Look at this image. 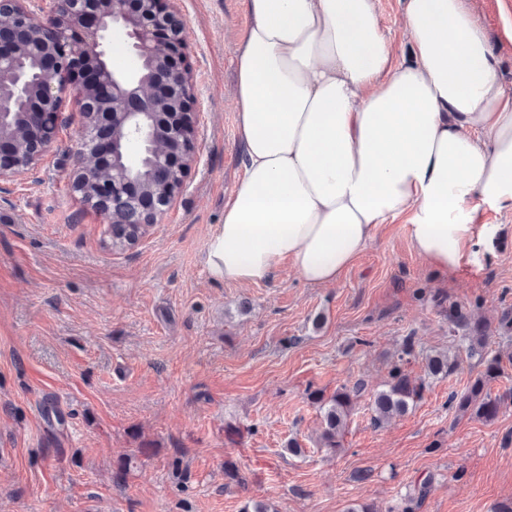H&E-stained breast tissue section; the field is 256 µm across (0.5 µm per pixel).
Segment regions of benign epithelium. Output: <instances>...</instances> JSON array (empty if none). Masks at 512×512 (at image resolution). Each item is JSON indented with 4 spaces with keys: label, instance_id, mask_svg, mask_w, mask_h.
Wrapping results in <instances>:
<instances>
[{
    "label": "benign epithelium",
    "instance_id": "obj_1",
    "mask_svg": "<svg viewBox=\"0 0 512 512\" xmlns=\"http://www.w3.org/2000/svg\"><path fill=\"white\" fill-rule=\"evenodd\" d=\"M0 13L9 25L0 27V78L13 81V95L0 97V129L9 125L21 105L26 113V158L0 138V178L32 171L45 148L64 123L61 80L79 78L84 93L85 126L79 134L75 159L94 147L101 156L95 172L76 167L71 183L76 191L87 183L98 186L89 205L102 209L108 193H132L136 179L113 168L112 126H123L130 162H149L171 194L181 188L192 161L193 144L188 121L191 86L182 67L185 27L162 0H55L54 11L38 17L29 0H0ZM119 38L126 58L110 61V37ZM47 49L49 65L35 76L20 64L21 42ZM176 107L161 112L163 103Z\"/></svg>",
    "mask_w": 512,
    "mask_h": 512
}]
</instances>
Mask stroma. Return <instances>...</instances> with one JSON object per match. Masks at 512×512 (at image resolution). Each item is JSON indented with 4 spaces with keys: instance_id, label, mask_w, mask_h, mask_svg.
<instances>
[{
    "instance_id": "1",
    "label": "stroma",
    "mask_w": 512,
    "mask_h": 512,
    "mask_svg": "<svg viewBox=\"0 0 512 512\" xmlns=\"http://www.w3.org/2000/svg\"><path fill=\"white\" fill-rule=\"evenodd\" d=\"M167 5L185 24L195 160L159 223L112 250L104 218L72 191L85 118L71 82L68 121L36 168L0 179V512H243L251 500L278 512H402L426 476L415 512L512 501V404L492 422L448 406L475 360L429 379L405 415L370 423L404 337L443 352L449 303L493 323L512 308V212L483 211L491 246L446 279L401 223L383 225L333 285L289 266L258 285L215 278L209 240L244 173L233 84L253 18L247 0ZM471 6L512 84V0ZM359 380L343 448H321L307 389ZM229 425L242 436L228 440ZM125 459L130 473L115 483ZM228 462L245 484L225 476Z\"/></svg>"
}]
</instances>
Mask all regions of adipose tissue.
<instances>
[{"mask_svg":"<svg viewBox=\"0 0 512 512\" xmlns=\"http://www.w3.org/2000/svg\"><path fill=\"white\" fill-rule=\"evenodd\" d=\"M234 99L244 175L212 235L216 278L292 264L335 283L384 224L439 273L512 212V88L469 0H405L397 59L376 0H248Z\"/></svg>","mask_w":512,"mask_h":512,"instance_id":"adipose-tissue-1","label":"adipose tissue"}]
</instances>
